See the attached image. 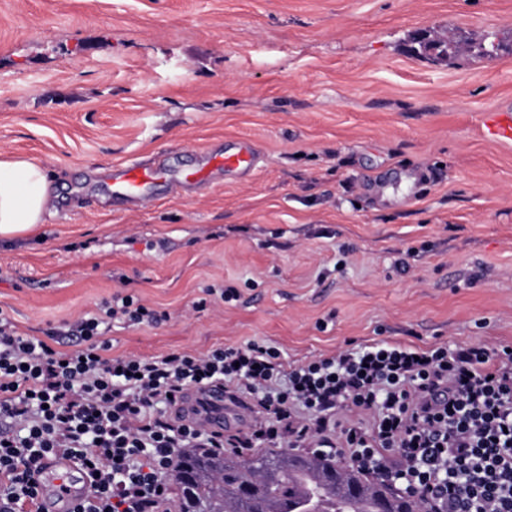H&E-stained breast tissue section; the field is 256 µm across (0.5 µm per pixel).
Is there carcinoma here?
Listing matches in <instances>:
<instances>
[{
	"instance_id": "carcinoma-1",
	"label": "carcinoma",
	"mask_w": 512,
	"mask_h": 512,
	"mask_svg": "<svg viewBox=\"0 0 512 512\" xmlns=\"http://www.w3.org/2000/svg\"><path fill=\"white\" fill-rule=\"evenodd\" d=\"M244 462L256 486L250 497L241 492ZM179 464L204 471L194 489L195 500L211 512H421L417 500H388L359 475H333L336 465L322 456L284 449L247 458L224 454L204 459L187 451L180 454Z\"/></svg>"
}]
</instances>
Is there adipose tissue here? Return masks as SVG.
Returning a JSON list of instances; mask_svg holds the SVG:
<instances>
[{
  "label": "adipose tissue",
  "instance_id": "obj_1",
  "mask_svg": "<svg viewBox=\"0 0 512 512\" xmlns=\"http://www.w3.org/2000/svg\"><path fill=\"white\" fill-rule=\"evenodd\" d=\"M51 191L42 164L26 157L0 156V240L37 233L46 222Z\"/></svg>",
  "mask_w": 512,
  "mask_h": 512
}]
</instances>
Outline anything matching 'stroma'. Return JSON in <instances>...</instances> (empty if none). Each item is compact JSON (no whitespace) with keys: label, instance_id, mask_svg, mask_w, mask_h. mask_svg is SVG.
I'll return each mask as SVG.
<instances>
[{"label":"stroma","instance_id":"stroma-1","mask_svg":"<svg viewBox=\"0 0 512 512\" xmlns=\"http://www.w3.org/2000/svg\"><path fill=\"white\" fill-rule=\"evenodd\" d=\"M508 108L512 0H0V153L53 185L0 241V310L42 340L116 294L165 313L114 357L512 346V141L482 128ZM242 138L244 178L112 199L113 165Z\"/></svg>","mask_w":512,"mask_h":512}]
</instances>
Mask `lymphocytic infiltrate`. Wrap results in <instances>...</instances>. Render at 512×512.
<instances>
[{"label":"lymphocytic infiltrate","mask_w":512,"mask_h":512,"mask_svg":"<svg viewBox=\"0 0 512 512\" xmlns=\"http://www.w3.org/2000/svg\"><path fill=\"white\" fill-rule=\"evenodd\" d=\"M156 324L133 296L113 297L56 350L17 332L0 311V512H43L39 476L54 457L89 484L71 512H168L181 449L240 454L259 445L347 458L388 475L422 512H512V347L426 350L379 342L299 364L250 343L192 355L110 358L113 321ZM222 385L226 402L256 411L251 430L203 432L168 418L186 390ZM352 406L369 423L341 421Z\"/></svg>","instance_id":"lymphocytic-infiltrate-1"}]
</instances>
